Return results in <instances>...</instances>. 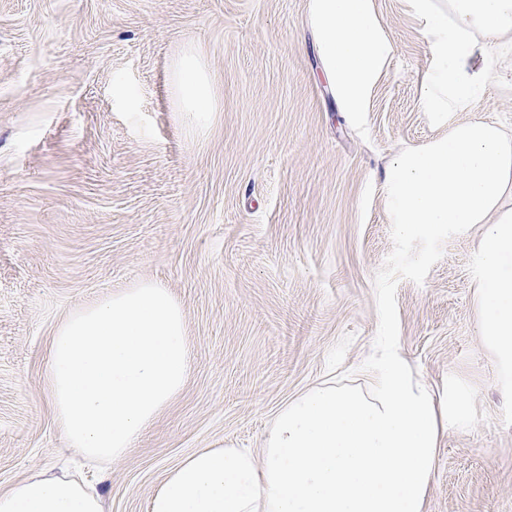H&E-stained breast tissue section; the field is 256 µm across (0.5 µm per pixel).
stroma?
Wrapping results in <instances>:
<instances>
[{
    "label": "stroma",
    "mask_w": 512,
    "mask_h": 512,
    "mask_svg": "<svg viewBox=\"0 0 512 512\" xmlns=\"http://www.w3.org/2000/svg\"><path fill=\"white\" fill-rule=\"evenodd\" d=\"M394 52L367 111L341 112L310 0H0V490L66 476L45 387L64 317L161 282L182 303L185 390L121 462L88 467L105 512H146L198 448L259 449L275 413L353 385L385 337L414 373L469 395L427 512H512V393L477 332L479 226L401 237L384 165L447 136L421 100L431 64L408 0H372ZM193 57L206 111L173 81ZM471 110L512 130V36L474 65Z\"/></svg>",
    "instance_id": "35a3bbf8"
}]
</instances>
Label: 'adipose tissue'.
<instances>
[{"label":"adipose tissue","instance_id":"adipose-tissue-1","mask_svg":"<svg viewBox=\"0 0 512 512\" xmlns=\"http://www.w3.org/2000/svg\"><path fill=\"white\" fill-rule=\"evenodd\" d=\"M424 22L431 65L421 97L448 135L386 164L387 206L406 237L441 226L483 228L475 297L483 345L512 389V131L457 120L497 77L473 69L478 42L512 34V0H409ZM314 28L342 111L366 103L393 52L371 0H312ZM363 382L325 381L274 415L260 451L199 448L168 469L148 512H426L442 437L467 408L437 393L395 344ZM0 512H104L82 483L42 473L0 491Z\"/></svg>","mask_w":512,"mask_h":512}]
</instances>
